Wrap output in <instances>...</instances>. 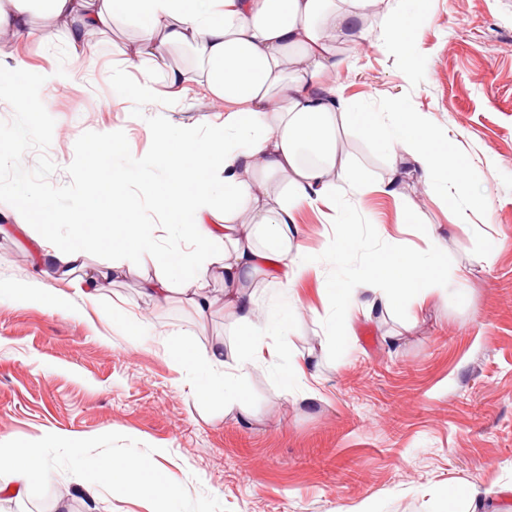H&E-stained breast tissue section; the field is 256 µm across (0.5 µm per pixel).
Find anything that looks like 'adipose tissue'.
<instances>
[{
    "label": "adipose tissue",
    "mask_w": 512,
    "mask_h": 512,
    "mask_svg": "<svg viewBox=\"0 0 512 512\" xmlns=\"http://www.w3.org/2000/svg\"><path fill=\"white\" fill-rule=\"evenodd\" d=\"M423 0H397L385 15L384 48L407 55V34ZM374 0H0V36L53 42L54 30H34L33 15L60 21L75 55L97 52L95 38L105 28L137 24L139 34L124 60L140 77L126 93L143 105L158 94V83L182 90L199 84L216 99L231 104L222 127L200 137L191 127L164 138L152 158L167 175L168 191L161 199L174 215L169 224L142 223L124 193L127 171L106 163L109 149L120 138L111 133L87 150V168L95 174L99 192L83 198L77 211L57 207L50 195L16 198L23 226L32 227L44 260L70 274L85 267L91 249L104 247L113 268L129 260L160 267L145 279L142 294L164 303L172 288H180L199 313L213 300L204 283L224 281V306L248 327L244 353L235 366L226 367L221 345L196 347L185 341L174 357L193 370L205 393H218L225 410L243 408L242 383L256 363H269L289 395L315 400L306 382L304 365L286 358L265 339L282 330L278 310L259 312L256 277L265 271L279 285L293 289L315 266L312 255L293 250L298 232L296 208L303 203H329L337 186L361 193L365 173L346 163L338 153L341 133L370 140L387 152L394 165L391 177L378 184L385 195H397L402 172L401 155H408L426 187L444 185L451 198L463 200L457 210L466 223L476 206L466 171L447 151L437 149L436 136L422 113L398 107L387 116L357 112L335 87L329 73L346 68L336 54L342 40L363 37L367 9ZM186 47L194 63L179 66L170 51ZM125 211L123 222L112 227V238L102 242L94 230ZM72 225L73 238L59 243L55 228ZM189 241L193 249L159 250V232ZM423 247L406 250L392 243L370 256L352 281H336L330 300L340 315L337 336H347L356 316L373 318L400 308L423 310L427 299L444 295L449 285L463 284V271L448 268L444 235L428 225ZM40 449L18 444L0 448V475L9 476L0 492L18 499L33 474L43 471ZM146 463L138 457H103L90 463L92 485L78 494L96 501L97 488L135 492Z\"/></svg>",
    "instance_id": "adipose-tissue-1"
}]
</instances>
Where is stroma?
<instances>
[{
  "label": "stroma",
  "instance_id": "obj_1",
  "mask_svg": "<svg viewBox=\"0 0 512 512\" xmlns=\"http://www.w3.org/2000/svg\"><path fill=\"white\" fill-rule=\"evenodd\" d=\"M386 9L383 0L370 8L364 39L339 50L349 69L331 80L357 110L398 104L424 113L439 145L470 167L480 210L456 224L440 190L411 175L397 198L340 189L335 208L299 206L295 243L320 262L291 292L258 279L256 299L263 310L288 309L283 335L269 342L309 361L318 398L286 395L260 363L245 383L246 420L225 413L167 353L183 339L220 342L235 364L245 328L224 310L222 281H210L213 305L201 318L180 293L162 308L141 295L142 280L158 269L129 262L100 281L97 303L76 295L59 312L39 297L65 281L15 215L0 212V447L44 448L47 435L57 438L44 448L47 474L7 512H53L58 495L89 480L86 464L100 455L142 458L151 475L135 493L103 495L97 512H158L168 484L181 491L179 512H442L451 486L512 512V498L500 493L512 484V0H425L410 36L412 74L380 48ZM134 36L113 30L76 64L61 39L12 41L0 51L4 65L21 61L35 74L78 70L72 84L44 89L45 111H32L20 89L0 97V193L40 191L72 208L94 190L87 147L118 131L113 165L143 162L126 194L142 222L166 221L155 196L166 177L150 157L180 127L209 134L225 108L197 86L148 107L115 92L112 72ZM341 153L370 180L389 173L387 153L365 139L344 137ZM16 156L22 183L11 167ZM342 219L354 221L363 247L325 255ZM426 224L442 227L449 269L468 271L465 290L430 297L414 324L404 308L356 317L336 348L327 283L355 279L390 239L420 245ZM491 238L502 246L488 258ZM116 305L134 313L135 327L112 320Z\"/></svg>",
  "mask_w": 512,
  "mask_h": 512
}]
</instances>
